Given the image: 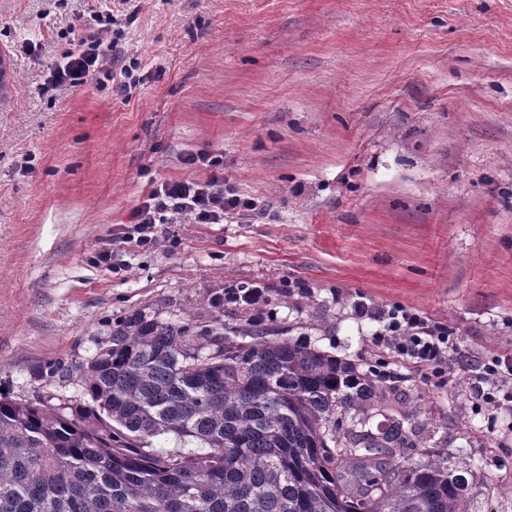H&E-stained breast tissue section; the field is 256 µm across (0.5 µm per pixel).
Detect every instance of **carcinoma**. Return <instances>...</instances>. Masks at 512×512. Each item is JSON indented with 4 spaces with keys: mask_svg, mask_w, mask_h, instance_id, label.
Instances as JSON below:
<instances>
[{
    "mask_svg": "<svg viewBox=\"0 0 512 512\" xmlns=\"http://www.w3.org/2000/svg\"><path fill=\"white\" fill-rule=\"evenodd\" d=\"M147 308L64 368L86 400L0 391V512H468V479L412 464L403 422L340 431L391 376L306 341Z\"/></svg>",
    "mask_w": 512,
    "mask_h": 512,
    "instance_id": "carcinoma-1",
    "label": "carcinoma"
}]
</instances>
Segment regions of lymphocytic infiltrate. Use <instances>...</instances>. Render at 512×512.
Masks as SVG:
<instances>
[{
	"instance_id": "obj_1",
	"label": "lymphocytic infiltrate",
	"mask_w": 512,
	"mask_h": 512,
	"mask_svg": "<svg viewBox=\"0 0 512 512\" xmlns=\"http://www.w3.org/2000/svg\"><path fill=\"white\" fill-rule=\"evenodd\" d=\"M142 9L141 0H106L90 17L76 16L71 47L56 55L49 66V90L98 88L108 80L113 91L130 98L141 82L140 64L136 58L127 57L122 41L126 26L135 22ZM265 213L264 205L240 193L219 174L203 181L156 180L136 207L132 223L113 236L111 246L97 252L95 261L108 268L117 246L152 247L160 224H176L184 218L195 224H220L236 215L259 217ZM356 313L376 322L377 345L425 370L432 380H445L448 362L457 351V338L447 324L402 305L375 308L361 302ZM511 381L512 357L493 354L476 370L472 388L482 403L502 404L512 402V393L500 390L502 384Z\"/></svg>"
}]
</instances>
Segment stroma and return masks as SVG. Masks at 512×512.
Here are the masks:
<instances>
[{
    "label": "stroma",
    "instance_id": "35a3bbf8",
    "mask_svg": "<svg viewBox=\"0 0 512 512\" xmlns=\"http://www.w3.org/2000/svg\"><path fill=\"white\" fill-rule=\"evenodd\" d=\"M99 3L0 0V388L80 401L44 372L113 318L286 283L266 321L387 362L411 461L467 472L469 512H512V405L487 414L469 386L485 354L512 355V0H147L123 41L144 77L131 99L46 92L72 15ZM214 171L267 215L161 224L152 249L95 265L151 180ZM359 300L453 328L447 381L378 348Z\"/></svg>",
    "mask_w": 512,
    "mask_h": 512
}]
</instances>
